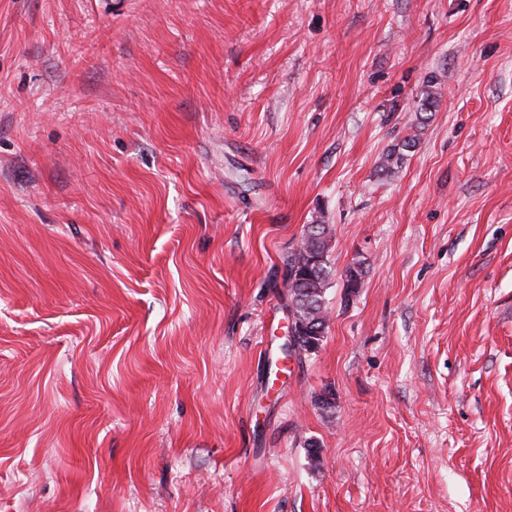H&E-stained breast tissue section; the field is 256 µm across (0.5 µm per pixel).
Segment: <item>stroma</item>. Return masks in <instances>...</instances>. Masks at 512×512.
<instances>
[{
	"label": "stroma",
	"mask_w": 512,
	"mask_h": 512,
	"mask_svg": "<svg viewBox=\"0 0 512 512\" xmlns=\"http://www.w3.org/2000/svg\"><path fill=\"white\" fill-rule=\"evenodd\" d=\"M0 512H512V0H0ZM415 147V136H408L404 138L400 144L395 145L386 153L382 169L390 174L395 173V169L400 167V163L403 160V151H410ZM311 225L305 226L302 235L300 250L294 251L286 263V281L288 284V294L290 300H295L298 307L299 321L305 325L313 323L317 327L316 331L309 329L308 325L304 326V330L299 335V331L290 326V341L301 340V351L312 353L319 349L326 334L328 326L324 327L326 318L325 292L330 284L329 280L332 275L330 263L328 261V250L330 242V231L326 224L321 232H314ZM327 235L320 238V235ZM316 253L319 257L317 268L305 267V255ZM320 326L322 329H320Z\"/></svg>",
	"instance_id": "1"
}]
</instances>
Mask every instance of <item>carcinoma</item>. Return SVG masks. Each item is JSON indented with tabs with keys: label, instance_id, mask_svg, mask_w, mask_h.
<instances>
[{
	"label": "carcinoma",
	"instance_id": "carcinoma-1",
	"mask_svg": "<svg viewBox=\"0 0 512 512\" xmlns=\"http://www.w3.org/2000/svg\"><path fill=\"white\" fill-rule=\"evenodd\" d=\"M416 147V139L408 136L391 148L385 155L382 169L388 173L400 167L404 152ZM330 236L320 237L311 225H306L300 250L294 251L286 263V281L289 299L296 302L299 321L306 325L300 334L301 351L312 353L319 349L326 334L327 321L325 292L332 275L328 261ZM316 253L319 263L316 267H305V255Z\"/></svg>",
	"mask_w": 512,
	"mask_h": 512
}]
</instances>
